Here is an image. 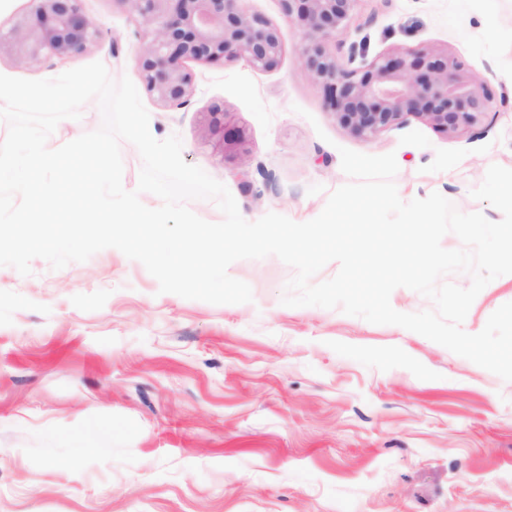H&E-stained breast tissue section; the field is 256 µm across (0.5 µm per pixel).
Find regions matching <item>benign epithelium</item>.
<instances>
[{
    "label": "benign epithelium",
    "instance_id": "benign-epithelium-1",
    "mask_svg": "<svg viewBox=\"0 0 512 512\" xmlns=\"http://www.w3.org/2000/svg\"><path fill=\"white\" fill-rule=\"evenodd\" d=\"M28 13L0 28V49L22 67L79 54L101 37L82 0H30ZM141 27L135 66L145 88L165 106L182 107L192 74L185 62L218 63L242 58L252 67L278 66L284 45L278 27L251 9L250 0H119ZM303 30L299 58L325 93L328 109L363 139L421 120L439 132L459 134L485 119L489 94L482 77L443 51L421 49L382 55L366 69L350 68L328 49L353 21L358 0H281ZM204 133L223 148L244 143L242 130L211 112Z\"/></svg>",
    "mask_w": 512,
    "mask_h": 512
}]
</instances>
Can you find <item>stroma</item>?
<instances>
[{"instance_id": "obj_1", "label": "stroma", "mask_w": 512, "mask_h": 512, "mask_svg": "<svg viewBox=\"0 0 512 512\" xmlns=\"http://www.w3.org/2000/svg\"><path fill=\"white\" fill-rule=\"evenodd\" d=\"M82 6L96 47L34 68L0 51V73L48 79L99 61L112 80L137 79L138 20L121 0ZM251 6L280 30L276 68L187 62L179 109L140 93L152 135H179L244 219L318 216L349 181L343 146L395 153L400 198L437 192L501 220L471 192L490 165L512 169V0H359L329 46L338 61L435 48L491 93L465 133L411 118L368 140L329 112L279 0ZM215 108L244 149L203 135ZM31 269L0 266V512H512V382L402 327L282 305L295 270L279 258L232 263L253 300L225 305L159 293L114 248ZM508 302L512 274L479 293L463 329Z\"/></svg>"}]
</instances>
